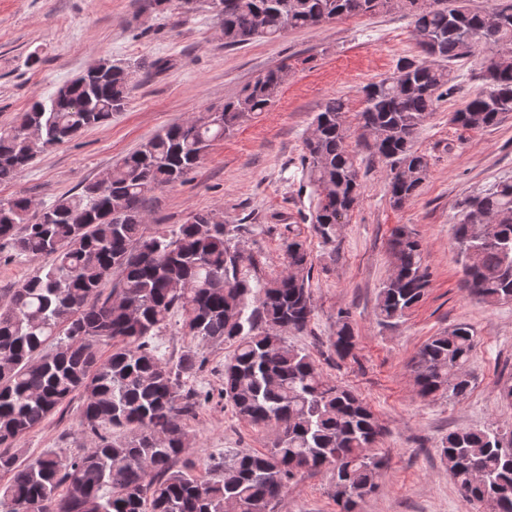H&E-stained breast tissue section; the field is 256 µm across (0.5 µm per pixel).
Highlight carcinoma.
<instances>
[{
    "label": "carcinoma",
    "instance_id": "cac0c4a2",
    "mask_svg": "<svg viewBox=\"0 0 512 512\" xmlns=\"http://www.w3.org/2000/svg\"><path fill=\"white\" fill-rule=\"evenodd\" d=\"M186 13L206 7L224 44L276 39L288 30L388 10L413 19L424 58L401 62L392 76L365 89L359 137L389 166V203L415 197L429 176L416 135L436 102L455 90L450 64L483 55L487 90L454 112L452 122L481 129L512 112V0L473 10L468 0H178ZM19 122L0 128V182L37 156L102 126L121 111L133 66L95 63ZM288 72L270 69L224 105L209 108L141 144L84 185L36 211L26 197L0 201V249L42 266L0 295V512L30 503L34 512H274L298 476L328 468L339 512H359L375 488L384 458L374 452L381 427L368 404L330 381L285 333L307 329L314 304L312 262L299 235L283 240V269L258 289L261 261L231 244L239 226L212 211L197 212L170 231H147L146 195L183 181L212 142L274 105ZM344 103L328 101L305 141L312 228L323 240L348 223L360 196ZM462 280L469 295L495 306L512 302V181L464 202L455 225ZM392 271L376 311L398 320L425 295L430 272L424 246L407 227L388 241ZM181 314V334L195 344L172 364L153 337ZM231 343L222 397L247 424L271 433V447L239 452L201 479L180 463L192 438L185 421L202 405L181 378L201 371L208 345ZM344 358L355 346L349 315L337 313L330 339ZM111 347L101 355L100 347ZM473 334L466 324L430 337L412 360L423 398L467 397ZM83 397L89 446L74 455L47 452L20 461L19 439L70 397ZM458 491L488 512H512V430L462 428L439 448Z\"/></svg>",
    "mask_w": 512,
    "mask_h": 512
}]
</instances>
